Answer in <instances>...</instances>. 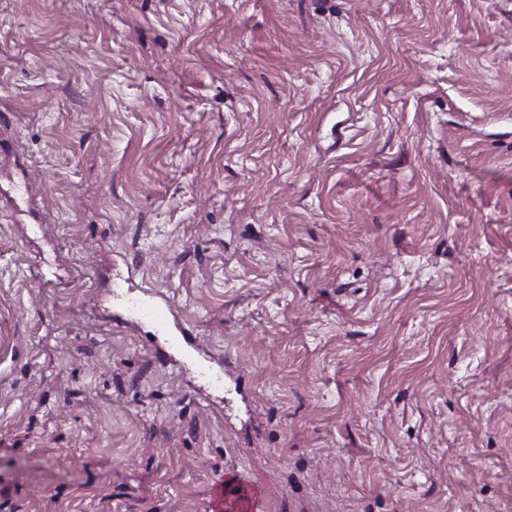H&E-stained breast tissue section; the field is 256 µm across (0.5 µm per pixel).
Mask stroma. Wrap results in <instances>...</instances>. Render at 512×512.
I'll return each mask as SVG.
<instances>
[{
  "label": "stroma",
  "mask_w": 512,
  "mask_h": 512,
  "mask_svg": "<svg viewBox=\"0 0 512 512\" xmlns=\"http://www.w3.org/2000/svg\"><path fill=\"white\" fill-rule=\"evenodd\" d=\"M232 471L512 512V0H0V512ZM131 310L142 320L152 323L158 331L170 330V317H174L173 308L166 299L158 302L153 299L132 301Z\"/></svg>",
  "instance_id": "35a3bbf8"
}]
</instances>
